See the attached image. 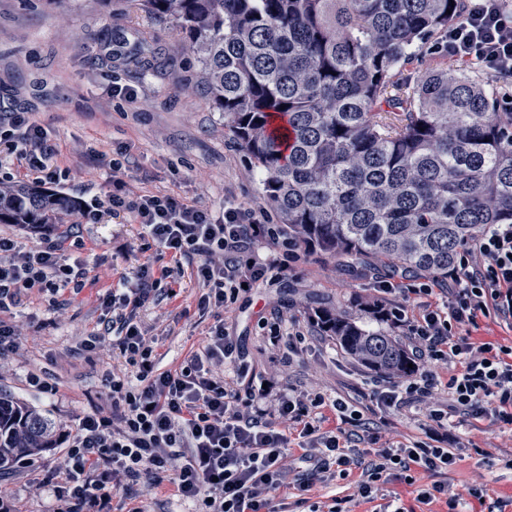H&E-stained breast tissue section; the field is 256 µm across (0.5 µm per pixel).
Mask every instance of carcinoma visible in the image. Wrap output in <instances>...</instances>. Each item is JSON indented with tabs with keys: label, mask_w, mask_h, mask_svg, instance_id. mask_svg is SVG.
Returning a JSON list of instances; mask_svg holds the SVG:
<instances>
[{
	"label": "carcinoma",
	"mask_w": 512,
	"mask_h": 512,
	"mask_svg": "<svg viewBox=\"0 0 512 512\" xmlns=\"http://www.w3.org/2000/svg\"><path fill=\"white\" fill-rule=\"evenodd\" d=\"M139 2L187 39L288 237L359 275L384 261L445 280L488 225L512 224V103L467 69L397 78L462 0ZM72 210L35 187L0 188V224H57ZM313 322L370 372H412L383 332L328 308ZM56 442L53 419L0 393V470Z\"/></svg>",
	"instance_id": "cac0c4a2"
}]
</instances>
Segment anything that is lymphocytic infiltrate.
Instances as JSON below:
<instances>
[{
	"instance_id": "f902f5d3",
	"label": "lymphocytic infiltrate",
	"mask_w": 512,
	"mask_h": 512,
	"mask_svg": "<svg viewBox=\"0 0 512 512\" xmlns=\"http://www.w3.org/2000/svg\"><path fill=\"white\" fill-rule=\"evenodd\" d=\"M438 49L450 61L512 75V12L502 0H465L462 19L449 23ZM54 153L29 113L12 112L0 122V163H19L36 181L54 185L59 181L49 165ZM109 168L112 192L83 205L85 222L99 225L105 215L130 212L160 252L176 261L194 260V277L204 289L200 311L229 312L243 287H255L272 269L287 273L279 258L259 254L280 239L265 211L228 201L216 214L170 194L133 197L126 191L121 161L112 160ZM28 233L38 234L37 247L23 246ZM59 239L53 224H19L0 233V314L19 305L30 290L55 293L84 284L87 268L70 263ZM169 275L144 264L99 297L109 318L102 333L84 346L96 349L105 335H113L112 345L129 369L105 377L111 409L85 415L65 437L58 512H112V496L124 483H147L163 473L170 475L177 496L193 502L194 512H270L271 502L288 485L283 459L292 430L314 481L325 485L361 469L354 495L370 503L391 475L400 474L410 485L420 469L437 480L418 489L417 502L442 500L453 510L458 499L443 476L460 442L436 434V427L453 416H490L512 425V344L476 342L463 334L482 317L512 329V224L488 227L464 249L447 280L381 282L380 293L393 298L386 320L409 337V353L421 371L386 378L376 390L378 401L397 410L424 406L432 431L424 441L382 443L366 465L359 450L346 446L338 429L326 425L332 414L359 423V410L320 393L266 388L263 378L243 364L237 341L223 323L210 327L205 344L178 370H160L154 339L134 311L153 299ZM228 368L235 381L225 378ZM442 369L448 372L444 382L438 379ZM440 392L448 396L444 410L434 401ZM271 409L279 426L266 420Z\"/></svg>"
}]
</instances>
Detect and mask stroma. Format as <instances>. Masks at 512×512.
Wrapping results in <instances>:
<instances>
[{
    "label": "stroma",
    "mask_w": 512,
    "mask_h": 512,
    "mask_svg": "<svg viewBox=\"0 0 512 512\" xmlns=\"http://www.w3.org/2000/svg\"><path fill=\"white\" fill-rule=\"evenodd\" d=\"M116 87L135 98L113 95ZM0 103L30 113L56 147L54 166L61 192L80 202L112 190L107 160L120 158L133 194H170L212 210L225 199L267 209L261 174L224 132V116L213 108L199 79L197 59L184 35L172 24L141 11L134 0H0ZM60 231L71 259L85 262L97 280L81 290L58 294L29 291L21 305L0 319L21 326L18 350L0 372V389L29 402L55 420L60 429L75 426L100 405H110L106 374L126 363L111 342L88 351L83 342L102 330L105 312L98 296L120 275L149 263L167 268L171 294H159L137 309V321L155 339L160 370H176L202 347L216 322L200 312L202 289L193 263L174 262L144 246L132 214L108 216L107 226L82 223L79 212L65 216ZM83 247H76V240ZM378 294L371 275L354 277L342 261L303 251L288 275L268 273L258 288L240 294L223 322L238 338L244 362L258 374L275 376L281 388L343 398L362 413L359 425H342L350 446L426 440L425 418L418 409L393 412L378 405V378L320 335L311 315L328 307L366 328L388 331L363 310ZM280 315L281 335L268 324ZM301 332L296 350L288 332ZM41 374L55 386L52 395L28 383ZM451 433L463 447L446 479L466 512H512V426L493 418L453 419ZM297 445L286 464L291 483L274 499L275 512H308L314 502L348 497L349 512H373L370 503L353 500L359 471L334 485L314 484L299 491ZM59 449L43 452L27 466L0 474V501L11 512H57L59 482L52 474ZM480 497H473V490ZM175 495L169 476L150 487L133 485L112 498V512H190Z\"/></svg>",
    "instance_id": "stroma-1"
}]
</instances>
